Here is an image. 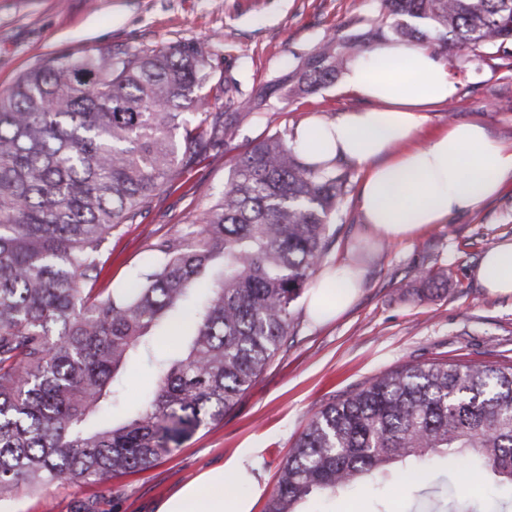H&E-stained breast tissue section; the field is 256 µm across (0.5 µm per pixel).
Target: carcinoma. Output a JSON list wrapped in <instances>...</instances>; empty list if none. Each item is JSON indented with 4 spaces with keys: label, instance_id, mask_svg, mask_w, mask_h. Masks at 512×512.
I'll return each instance as SVG.
<instances>
[{
    "label": "carcinoma",
    "instance_id": "carcinoma-1",
    "mask_svg": "<svg viewBox=\"0 0 512 512\" xmlns=\"http://www.w3.org/2000/svg\"><path fill=\"white\" fill-rule=\"evenodd\" d=\"M357 33L326 35L288 97L333 83L389 37L511 58L512 0H381ZM212 43L62 54L0 93V498L22 486L146 470L224 417L295 335V302L335 242L349 174L312 166L277 131L232 159L224 192L156 239L123 288L99 283L112 237L199 153L225 145L263 96L214 100ZM155 390L120 423L115 377L159 326ZM458 464L512 486V366L406 364L317 411L279 469L266 512Z\"/></svg>",
    "mask_w": 512,
    "mask_h": 512
}]
</instances>
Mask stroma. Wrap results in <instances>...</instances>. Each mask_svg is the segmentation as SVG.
Segmentation results:
<instances>
[{"instance_id":"obj_1","label":"stroma","mask_w":512,"mask_h":512,"mask_svg":"<svg viewBox=\"0 0 512 512\" xmlns=\"http://www.w3.org/2000/svg\"><path fill=\"white\" fill-rule=\"evenodd\" d=\"M380 0H0V93L31 68L58 55L93 54L107 47L137 48L160 42L214 40V80L236 82L240 97L270 86L266 106L243 125L230 148L195 157L180 180L157 196L137 223L112 239L102 284L124 285L147 258L154 239L175 233L199 216L224 190L231 154L282 129L297 130L309 117H333L356 106L340 83L289 100L280 80L327 33L353 19H373ZM449 73L457 93L449 106L428 112L430 136L449 120L475 122L512 143V66L478 59L456 48ZM349 173V193L337 213L336 240L325 271L352 269L359 286L351 306L320 321L307 312V297L295 306L297 331L222 420L200 427L170 457L151 468L110 478L20 488L0 502V512H158L177 488L220 467L237 449H260L250 466L243 496L262 487L253 512H264L281 463L314 412L406 363L461 359L496 365L512 361V296L494 297L476 269L483 253L512 240V182L494 199L446 224L408 239L375 234L362 221L358 188L362 170L340 160ZM444 269L445 284L423 287L422 273ZM155 380L153 366L138 355L121 372L126 409H134ZM485 479L461 468H438L434 487L449 501L484 496ZM254 496V495H253ZM432 496L403 492L395 477L362 485L320 501L312 512H433Z\"/></svg>"}]
</instances>
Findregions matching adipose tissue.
I'll return each instance as SVG.
<instances>
[{
	"label": "adipose tissue",
	"mask_w": 512,
	"mask_h": 512,
	"mask_svg": "<svg viewBox=\"0 0 512 512\" xmlns=\"http://www.w3.org/2000/svg\"><path fill=\"white\" fill-rule=\"evenodd\" d=\"M343 87L360 102L331 121L310 118L296 149L310 165L341 159L363 176L358 202L365 224L380 234L412 237L494 197L512 177V144L473 122H455L422 138L424 111L457 93L448 68L426 48L385 41L353 59ZM478 278L490 293L512 295V242L489 248ZM355 282L340 269L313 288L312 314L325 319L351 302ZM257 448H242L223 466L202 473L169 496L158 512H251L254 500L230 491Z\"/></svg>",
	"instance_id": "obj_1"
}]
</instances>
